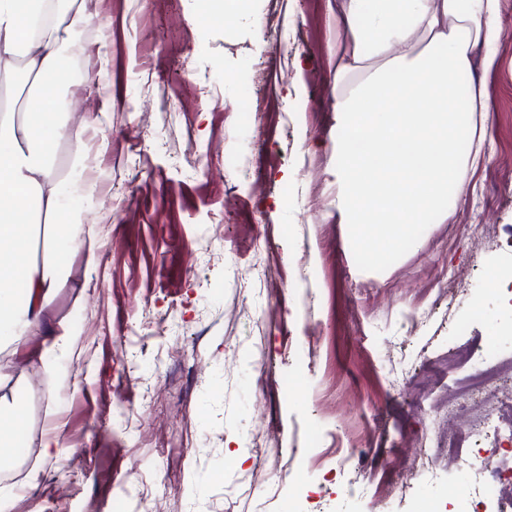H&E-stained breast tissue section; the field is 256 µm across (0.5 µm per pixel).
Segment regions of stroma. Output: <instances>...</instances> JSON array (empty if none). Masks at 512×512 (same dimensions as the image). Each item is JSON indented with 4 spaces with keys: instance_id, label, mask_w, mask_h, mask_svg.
Instances as JSON below:
<instances>
[{
    "instance_id": "stroma-1",
    "label": "stroma",
    "mask_w": 512,
    "mask_h": 512,
    "mask_svg": "<svg viewBox=\"0 0 512 512\" xmlns=\"http://www.w3.org/2000/svg\"><path fill=\"white\" fill-rule=\"evenodd\" d=\"M341 2L226 0L229 29L200 0H89L71 122L108 115L85 135L94 194L69 145L57 166L102 247L53 299L77 337L25 405L64 455L38 456L7 512H151L159 496L166 512H442L477 488L428 439L466 428L448 397L488 339L512 363V309L488 284L512 267V6L481 75L480 163L383 255L393 225L361 240L336 209ZM282 25L294 45L260 51Z\"/></svg>"
}]
</instances>
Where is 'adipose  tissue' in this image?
<instances>
[{
    "label": "adipose tissue",
    "instance_id": "adipose-tissue-1",
    "mask_svg": "<svg viewBox=\"0 0 512 512\" xmlns=\"http://www.w3.org/2000/svg\"><path fill=\"white\" fill-rule=\"evenodd\" d=\"M50 0H0V67L23 60L31 85L19 120H0V346L22 351L28 337L45 338L51 355L68 354L73 331L48 307L70 259L83 252L96 266L95 245H83L81 219L59 222L65 189L56 171L61 144L71 166L88 167L57 103L73 93L68 61L82 47L76 34L91 20L85 0H66L39 32ZM500 0H344L336 48V207L345 223L369 235L374 223L424 222L448 189L461 186L467 162L459 143L472 139L474 114L491 107L482 85L460 93L458 79L474 57L496 63ZM28 293L13 303L16 284Z\"/></svg>",
    "mask_w": 512,
    "mask_h": 512
}]
</instances>
